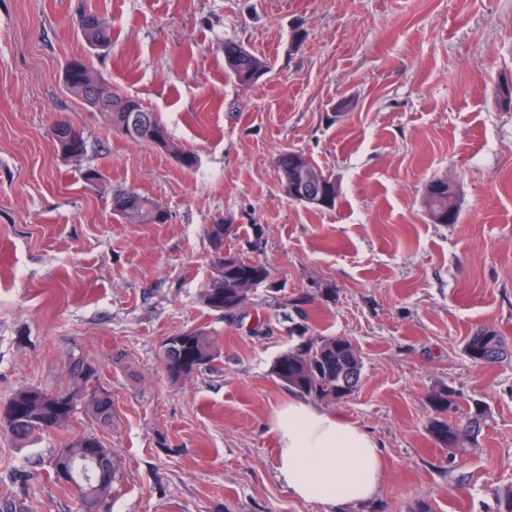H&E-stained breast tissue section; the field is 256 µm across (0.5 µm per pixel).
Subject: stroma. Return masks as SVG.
Segmentation results:
<instances>
[{"label": "stroma", "instance_id": "stroma-1", "mask_svg": "<svg viewBox=\"0 0 512 512\" xmlns=\"http://www.w3.org/2000/svg\"><path fill=\"white\" fill-rule=\"evenodd\" d=\"M112 30L94 50L75 24ZM233 40L269 72L248 87L224 68ZM84 58L161 114L194 168L109 130L64 88ZM512 0H0V400L69 383L71 357L98 371L112 424L77 414L70 430L17 447L0 435V501L76 512L51 461L72 434L114 451L112 512H324L275 476L267 425L289 391L273 375L293 345L294 298L310 326L352 339L362 383L336 413L381 441L369 502L344 512H500L512 486V361L480 366L469 336L512 340ZM65 114L88 141L66 161L48 135ZM298 150L336 181L331 209L292 202L277 158ZM97 169L100 184L87 182ZM450 180L460 218L435 224L425 183ZM162 204L164 224H127L103 186ZM233 217L227 248L267 263L245 315L199 292L206 228ZM261 334H252L256 322ZM203 327L221 354L171 382L166 338ZM448 386L488 406L476 446L449 466L428 435V394Z\"/></svg>", "mask_w": 512, "mask_h": 512}]
</instances>
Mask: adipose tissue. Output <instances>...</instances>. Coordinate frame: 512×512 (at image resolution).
<instances>
[{
	"instance_id": "obj_1",
	"label": "adipose tissue",
	"mask_w": 512,
	"mask_h": 512,
	"mask_svg": "<svg viewBox=\"0 0 512 512\" xmlns=\"http://www.w3.org/2000/svg\"><path fill=\"white\" fill-rule=\"evenodd\" d=\"M277 478L295 498L325 512L373 498L383 470L381 445L367 430L302 399L275 407Z\"/></svg>"
}]
</instances>
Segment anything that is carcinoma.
<instances>
[{"mask_svg": "<svg viewBox=\"0 0 512 512\" xmlns=\"http://www.w3.org/2000/svg\"><path fill=\"white\" fill-rule=\"evenodd\" d=\"M76 24L90 47L104 49L111 43V30L92 14H84ZM240 45L224 41V64L234 79L242 85H251L268 73L267 62L249 52L239 54ZM65 89L91 105L103 118L106 126L125 138L173 154L188 169L196 166L193 152L177 146L170 137L161 115L145 107L139 98L94 72L81 58L66 64L63 76ZM153 128L161 138L156 142L147 133ZM57 149L70 160L80 161L88 152L84 133L70 119L61 115L49 129ZM278 168L283 192L295 199L292 192L295 175L316 171L305 154L288 150L279 155ZM112 211L127 224H156L154 213L163 207L146 195H126L111 191ZM423 205L429 219L435 224H456L459 219L457 193L448 189V179H430L423 189ZM238 226L230 219H220L207 227V236L214 254L210 278L200 297L205 306L232 319L251 304L254 290L267 284L271 278L269 267L260 260L243 257L224 250V240L237 235ZM308 297L295 300L294 307L300 321L294 323L291 334L298 341L282 353L274 363L273 373L291 392L320 404H341L357 391L361 384L364 362L360 351L346 336H322L313 332L305 317ZM466 356L474 363H502L512 358L504 337L491 328L477 330L464 346ZM163 362L173 382L185 379L219 356L217 340L205 329L195 328L170 336L164 341ZM97 376V370L82 358L70 365L71 386L66 389L46 390L25 387L0 401V432L10 436L15 444L24 447L37 435L63 430L76 414L78 405L84 413L101 426L112 424V397L100 388L88 390V382ZM432 411L426 424L429 436L440 447L448 449V463L456 462L473 445L488 424V408L484 401H461L456 390L441 386L427 396ZM95 451L107 462L114 463L112 449L94 434L85 433L66 441L56 449L54 456L69 460L87 457ZM114 476L97 484L78 483L77 512H112V484Z\"/></svg>", "mask_w": 512, "mask_h": 512, "instance_id": "1", "label": "carcinoma"}]
</instances>
